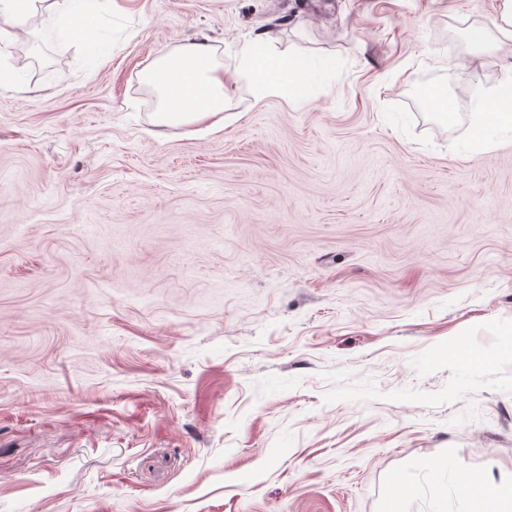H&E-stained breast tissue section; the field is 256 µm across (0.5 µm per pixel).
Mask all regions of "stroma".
<instances>
[{
  "instance_id": "35a3bbf8",
  "label": "stroma",
  "mask_w": 512,
  "mask_h": 512,
  "mask_svg": "<svg viewBox=\"0 0 512 512\" xmlns=\"http://www.w3.org/2000/svg\"><path fill=\"white\" fill-rule=\"evenodd\" d=\"M501 0H89L0 37V512H477L512 485V131L473 136ZM319 65L165 126L208 40ZM446 88L456 119L421 98ZM466 341L487 361L452 356ZM46 7L68 17L73 35L77 38H84L94 30V15L89 11H73L70 0H51ZM461 496L469 498L476 494L482 504H488L491 510L487 512H510L512 510L511 488L506 489L493 477L481 476L477 480L464 479L458 484Z\"/></svg>"
}]
</instances>
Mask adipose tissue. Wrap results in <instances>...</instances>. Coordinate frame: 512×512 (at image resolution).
Returning <instances> with one entry per match:
<instances>
[{
  "label": "adipose tissue",
  "mask_w": 512,
  "mask_h": 512,
  "mask_svg": "<svg viewBox=\"0 0 512 512\" xmlns=\"http://www.w3.org/2000/svg\"><path fill=\"white\" fill-rule=\"evenodd\" d=\"M243 78L253 84L258 97L274 95L291 103L309 79V66L305 57L254 42L242 47L239 64L229 76L216 62L209 42L193 41L176 54L160 56L143 81L159 99L160 124L191 125L225 112L232 81ZM458 491L490 505V512H512V490L492 477L461 480Z\"/></svg>",
  "instance_id": "adipose-tissue-1"
}]
</instances>
